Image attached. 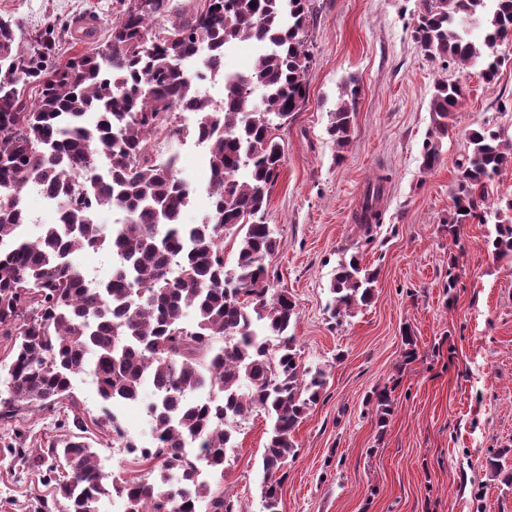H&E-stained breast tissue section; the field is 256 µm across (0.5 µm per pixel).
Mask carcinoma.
Masks as SVG:
<instances>
[{
  "label": "carcinoma",
  "mask_w": 512,
  "mask_h": 512,
  "mask_svg": "<svg viewBox=\"0 0 512 512\" xmlns=\"http://www.w3.org/2000/svg\"><path fill=\"white\" fill-rule=\"evenodd\" d=\"M129 0L112 24L110 39L62 56V44L85 43L96 27L48 25L25 49L12 24L0 19V335L17 336L0 421L21 410L78 402L75 376L92 369L100 397L112 404L138 400L149 381L156 400L146 407L153 448L142 453L146 472L112 488L96 452L77 433L35 458L64 456L56 492L68 512H99L111 492L126 499V512H237L232 501L210 497L196 480V462L224 470L233 447V424L260 410L271 421L262 454L260 494L266 512H278L283 471L295 455L294 433L317 404L326 373L311 370L296 347V304L272 289L269 259L277 238L265 222L283 147L276 131L307 102L310 64L307 30L314 0H203L174 20L173 0ZM161 18L164 37H143ZM481 29L471 37V27ZM411 36L431 58L459 68L478 67L493 85L502 64L500 47L512 43V0H420ZM239 42L258 48L247 75L224 73V55ZM199 43L206 44L202 71L224 75V104L211 102L183 68ZM38 98L24 97L29 85ZM260 100H255V92ZM361 88L353 77L341 87L327 134L341 152L348 146ZM462 84L438 80L431 125L421 151L422 168L439 162L442 138L465 99ZM185 112L193 126L181 123ZM193 136L205 142L211 174L209 211L198 224L183 216L196 191L177 175V158L161 161L148 137ZM471 149L456 162V225L495 220L487 249L512 260V200L486 203L487 185L512 168V138L484 125L469 135ZM248 178H238L241 169ZM388 177L368 184L355 216L365 237L379 224L378 204ZM33 183L55 200L62 223L43 225L34 240L21 235L28 223L22 203ZM118 213L110 226L91 214ZM236 243L233 264L224 261V239ZM106 248L119 262L112 276L87 287L75 253ZM377 279L360 252L341 258L329 285L328 311L341 324L368 304ZM192 326H185L187 313ZM224 346L216 348V337ZM380 425L390 414V390L373 392ZM113 442L134 448L116 418L104 414ZM197 449L190 460L184 448Z\"/></svg>",
  "instance_id": "1"
}]
</instances>
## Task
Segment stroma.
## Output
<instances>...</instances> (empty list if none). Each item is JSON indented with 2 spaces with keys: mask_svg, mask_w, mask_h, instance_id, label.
Here are the masks:
<instances>
[{
  "mask_svg": "<svg viewBox=\"0 0 512 512\" xmlns=\"http://www.w3.org/2000/svg\"><path fill=\"white\" fill-rule=\"evenodd\" d=\"M308 30V100L279 136L283 165L266 221L278 248L270 267L273 289L296 304L293 332L306 364L326 368L327 387L294 434L297 454L286 466L280 512H512V457L505 474L485 468L488 455L512 449V263L485 245L491 224H465L449 234L456 159L482 125L512 135V112L499 109L512 94V59L496 87L475 69L427 57L411 37L419 0H315ZM125 9L123 0H0L21 43L52 22L97 17L98 42ZM356 78L350 144L337 151L326 133L345 79ZM463 84L466 97L443 140L441 163L422 170L420 151L430 127L436 79ZM154 153L174 154L182 177L209 182L205 147L192 140L150 137ZM390 181L379 203L382 219L364 234L354 219L368 182ZM361 251L378 270L371 302L343 325L327 311L329 283L340 258ZM455 290H448L449 277ZM410 329L417 358L403 357ZM88 441L104 473L122 481L143 470L127 449L112 445L111 427L93 376L73 380ZM393 390L394 414L378 433L374 389ZM114 413L139 446L151 445L144 407ZM64 408H33L0 421V512H65L46 463L22 458L23 448H48L75 430ZM270 422L255 411L234 426L235 445L224 469L202 467L212 495L239 512H264L259 485Z\"/></svg>",
  "mask_w": 512,
  "mask_h": 512,
  "instance_id": "stroma-1",
  "label": "stroma"
}]
</instances>
